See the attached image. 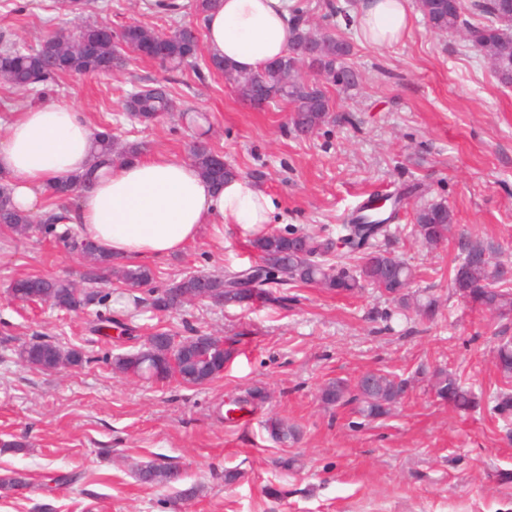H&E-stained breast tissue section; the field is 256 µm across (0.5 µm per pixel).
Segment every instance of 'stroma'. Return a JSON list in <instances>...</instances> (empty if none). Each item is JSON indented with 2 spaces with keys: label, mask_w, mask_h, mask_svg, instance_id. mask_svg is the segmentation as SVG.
<instances>
[{
  "label": "stroma",
  "mask_w": 512,
  "mask_h": 512,
  "mask_svg": "<svg viewBox=\"0 0 512 512\" xmlns=\"http://www.w3.org/2000/svg\"><path fill=\"white\" fill-rule=\"evenodd\" d=\"M169 20L145 0H90L77 15L57 0H0V38L37 44L49 31L76 34L87 23L118 28L138 22L168 32L201 26L194 0H179ZM413 24L401 42L375 48L354 24L334 16V33L351 44L346 63L356 87L327 91L334 122L296 136L286 112L256 110L223 76L174 73L176 103L209 117L207 140L277 210L272 227L335 232L370 193L411 185L397 222L406 226L424 202L445 201L457 231L490 242L497 260L512 265V86L500 83L463 38L430 32L415 0ZM165 76L156 63L127 56L109 75L67 76L49 86L43 104L76 106L91 125L107 122L120 141L185 159L195 130L171 113L142 124L122 109L127 93ZM418 277L420 293L443 294L435 320L395 316L372 289L336 295L289 288L287 306L257 302L220 308L203 301L165 313L142 311L136 337L106 339L91 332L97 312L66 314L48 304L17 301L10 283L28 274L81 282L83 257L36 233L0 234V476L21 472L26 489L0 491V512H512V438L492 410L501 380L494 365L500 319L451 295L448 269L454 243L429 249L408 235L388 243ZM248 236L236 224L205 225L199 240L150 263L161 289L193 273L256 264ZM157 331L236 338L223 374L202 386L156 383L112 370L113 357L140 348ZM48 336L79 347L89 363L43 372L19 359L22 345ZM445 368L472 385L476 408L462 411L435 396L430 375ZM382 369L410 381L407 396L382 419L363 421L351 406H327L321 387ZM262 389L251 412L219 418L247 391ZM271 416L297 427L281 445L263 427ZM297 460L284 471L277 462ZM148 461L174 462L179 488L198 486L189 501L135 477ZM240 477L225 484V469ZM77 481H67V474ZM280 489L279 498L265 486Z\"/></svg>",
  "instance_id": "1"
}]
</instances>
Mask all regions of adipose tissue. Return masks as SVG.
<instances>
[{
    "mask_svg": "<svg viewBox=\"0 0 512 512\" xmlns=\"http://www.w3.org/2000/svg\"><path fill=\"white\" fill-rule=\"evenodd\" d=\"M293 0H218L203 18L205 44L237 70L258 71L282 57L291 37ZM357 27L383 47L409 31L407 0H361ZM95 129L68 105L27 108L0 134V179L17 209L35 215L51 187L72 182L94 162ZM273 198L236 176L214 190L189 160L142 152L77 189L66 215L81 236L112 257L136 262L179 253L204 225L236 224L254 235L269 224Z\"/></svg>",
    "mask_w": 512,
    "mask_h": 512,
    "instance_id": "ef3b65f1",
    "label": "adipose tissue"
}]
</instances>
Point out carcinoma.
I'll return each mask as SVG.
<instances>
[{
	"label": "carcinoma",
	"mask_w": 512,
	"mask_h": 512,
	"mask_svg": "<svg viewBox=\"0 0 512 512\" xmlns=\"http://www.w3.org/2000/svg\"><path fill=\"white\" fill-rule=\"evenodd\" d=\"M418 8L429 28L437 33L453 34L464 28L470 34L468 44L481 57L496 55L504 51L512 56V41L500 36L501 0H473L471 9L484 19L478 26L462 18L463 4L440 8L439 0H417ZM82 35L74 39L58 30L42 38L39 45L28 47L19 43H8L0 48V80L18 92H29L39 86L55 84L64 74H107L122 67L121 56L112 39L102 35L95 23L81 27ZM318 37L327 46V53L315 60L305 62L296 52ZM122 43L129 49L160 39L152 27L131 23L122 28ZM164 52L154 57L163 68H184L198 77L207 72L231 71L235 81L233 87L241 100L254 96L258 82L267 87L268 106L290 110L289 121L294 132L307 137L332 119L333 104L326 88L318 77L345 69L344 59L350 52L349 44L326 27L307 25L302 14H293L291 42L287 53L279 59V69L268 67L259 72L241 73L228 63L208 55L199 41L192 38L185 27H177L163 38ZM86 40H96L99 52L95 57L87 55L83 48ZM63 54L69 66L56 68L55 54ZM174 97L167 83L158 81L153 85L129 95L123 103L124 111L141 122H153L175 110ZM98 156L101 165H111L134 156L145 149L142 143L121 144L106 130L98 134ZM191 159L201 174L214 183H224L239 175L232 165H224L216 172L213 163L219 152L211 147L197 144L191 147ZM414 188L385 197L391 202L389 215L372 221L365 216L352 215L349 223L341 225L340 236L332 240L320 238L307 231H289L285 234L266 232L250 240L259 262L246 269L227 268L221 275L212 278L189 275L172 282L165 288L151 291L149 305L155 311H171L178 308L180 296L186 293H204L211 303L221 307H237L261 298L272 305H285L288 296L279 295L276 289L289 283L313 284L329 292L356 294L366 287L391 297L400 308L413 309L423 319H431L440 306L434 295L418 297L410 293L417 278V271L397 255L378 247V241L392 236L391 221L396 218L406 196ZM61 216L51 213L43 223L15 209L8 185L0 184V228L20 237H28L36 231L54 230ZM413 234L423 245L434 249L445 241L456 238L458 260L448 271V282L454 294L470 299V304L502 319L512 317V280L505 277L503 263L494 260L493 247L471 235L453 234L455 214L443 202L426 203L413 214ZM57 243L65 249L78 252L87 259L82 275L85 288L76 290L67 279L50 278L38 274L29 275L12 284L14 294L28 298L52 299V305L60 310L79 311L104 300L99 286L114 280L130 287L147 285L154 279L153 270L146 265H121L103 253L91 239L79 238L67 229L57 236ZM358 257L359 263L351 268L345 263V255ZM93 331L110 337L109 330L117 329L123 335H131L133 328L120 323L112 316L99 313ZM164 340L156 345L117 356L112 369L124 376L143 379L164 380L173 374L170 353L175 347L176 336L163 331ZM194 350L204 355L188 372L190 382L199 386L207 384L224 373V363L233 353L236 340L228 338L223 346L215 345L208 336H195ZM27 364L45 371L54 372L61 367L79 366L88 361L83 350L65 347L60 343L39 337L19 351ZM496 367L507 383H512V343L498 345ZM366 385L360 380L353 382L336 379L327 382L321 389V399L328 406L356 405L357 412L366 419H378L388 415L399 403L400 397L409 389V382L396 375L372 370L363 375ZM432 387L437 398L461 410L475 407V397L457 375L445 369H436L431 374ZM494 411L504 421L512 419V393L500 392L496 396ZM264 427L271 439L286 442L295 439L296 429L278 417H270ZM137 479L145 484L162 485L173 489L174 498L187 500L195 497L197 488L192 485L180 489L175 484L181 480L176 468L170 464L148 462L137 470ZM28 482L20 472L0 476V489L19 491L27 488Z\"/></svg>",
	"instance_id": "obj_1"
}]
</instances>
